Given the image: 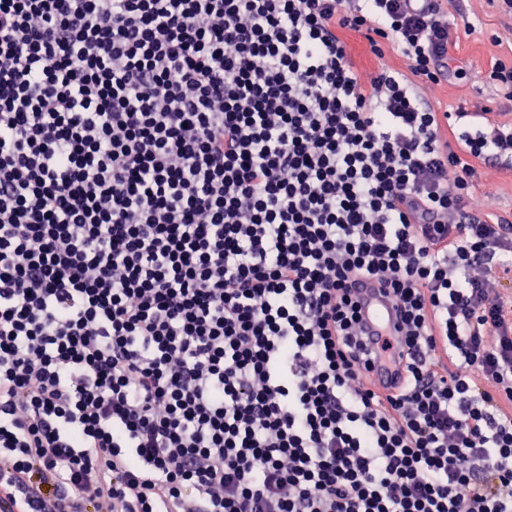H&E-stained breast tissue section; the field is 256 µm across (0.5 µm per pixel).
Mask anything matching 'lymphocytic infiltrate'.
<instances>
[{
	"label": "lymphocytic infiltrate",
	"instance_id": "f902f5d3",
	"mask_svg": "<svg viewBox=\"0 0 512 512\" xmlns=\"http://www.w3.org/2000/svg\"><path fill=\"white\" fill-rule=\"evenodd\" d=\"M453 42L440 0H0V512H512V123L426 101ZM343 36L347 42L352 62L360 72L371 73L383 63L393 69L407 70L408 61L397 46L390 43L382 45L385 56L383 59H379L371 52L368 41L361 33L343 31ZM485 171V177L479 182L475 195L484 197L486 195L484 193L487 191L491 212L501 215L510 212L512 214V178L509 171L497 168H488ZM487 182L493 183V189H487ZM357 289L358 297L364 304L366 315L379 329L380 325L384 326L382 332L385 336L390 335L394 332V320L389 310L380 298L374 294L373 282L370 279H362L356 282L355 287Z\"/></svg>",
	"mask_w": 512,
	"mask_h": 512
}]
</instances>
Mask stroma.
<instances>
[{"mask_svg": "<svg viewBox=\"0 0 512 512\" xmlns=\"http://www.w3.org/2000/svg\"><path fill=\"white\" fill-rule=\"evenodd\" d=\"M451 17L466 21L470 31L460 33L448 55V76L427 91L436 111H490L512 119V101L497 91L490 72L496 61L512 60V15H507L491 0H454ZM352 61L360 72L370 73L381 65L406 70L407 60L400 49L384 44L383 57H376L364 35L348 31L344 34Z\"/></svg>", "mask_w": 512, "mask_h": 512, "instance_id": "stroma-1", "label": "stroma"}]
</instances>
